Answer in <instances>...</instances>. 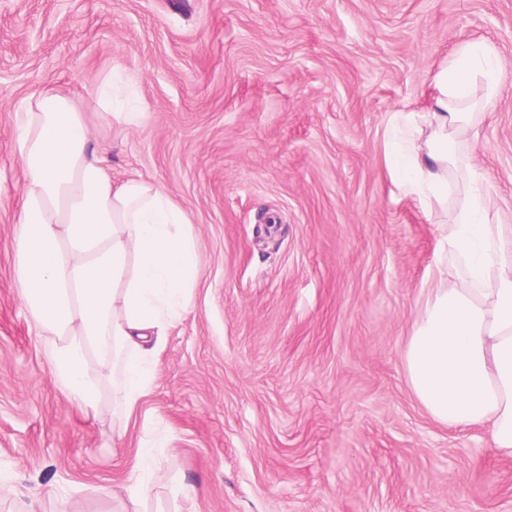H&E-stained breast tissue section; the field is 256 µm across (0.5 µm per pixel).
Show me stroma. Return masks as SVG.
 Segmentation results:
<instances>
[{
  "instance_id": "35a3bbf8",
  "label": "stroma",
  "mask_w": 512,
  "mask_h": 512,
  "mask_svg": "<svg viewBox=\"0 0 512 512\" xmlns=\"http://www.w3.org/2000/svg\"><path fill=\"white\" fill-rule=\"evenodd\" d=\"M507 65L488 119L423 207L385 167L391 111H422L463 43ZM117 74L146 118L89 112L113 181L158 183L199 240L125 447L55 384L14 279L26 174L16 112L45 86ZM476 172L512 232V0H0V512H113L161 435L143 512H512L491 424L448 427L404 349ZM192 490L175 495L172 476Z\"/></svg>"
}]
</instances>
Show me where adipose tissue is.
Listing matches in <instances>:
<instances>
[{
    "mask_svg": "<svg viewBox=\"0 0 512 512\" xmlns=\"http://www.w3.org/2000/svg\"><path fill=\"white\" fill-rule=\"evenodd\" d=\"M504 67L492 48L459 46L434 78L421 112L397 111L387 158L404 194L424 206L448 201V147L483 122L474 111L475 78L494 95ZM124 127L140 112H116L106 86L78 102L56 88L31 94L17 113L16 148L27 174L14 272L20 299L59 385L79 410L111 423L114 447L149 392L169 330L193 307L199 243L185 209L157 183L113 182L89 144L86 105ZM493 206L479 180L451 223L439 225L442 251L466 276L437 268L405 351L408 384L447 426L493 425L496 448L512 455V238L486 221ZM159 466L140 446L131 477L112 502L139 504Z\"/></svg>",
    "mask_w": 512,
    "mask_h": 512,
    "instance_id": "adipose-tissue-1",
    "label": "adipose tissue"
}]
</instances>
